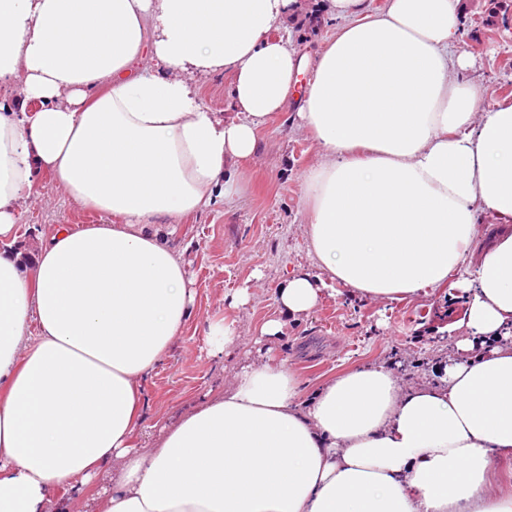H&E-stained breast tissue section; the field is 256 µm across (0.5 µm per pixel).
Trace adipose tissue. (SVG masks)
Here are the masks:
<instances>
[{
    "label": "adipose tissue",
    "instance_id": "1",
    "mask_svg": "<svg viewBox=\"0 0 512 512\" xmlns=\"http://www.w3.org/2000/svg\"><path fill=\"white\" fill-rule=\"evenodd\" d=\"M299 0H0V512H512L491 486L512 453V101L455 79L458 0H326L307 55L281 33ZM230 79L236 109L195 80ZM295 109L319 147L303 179L319 274L289 272L283 319L334 287L466 299L441 382L385 365L301 401L262 358L138 444L143 386L182 336L194 291L168 243ZM106 224L56 225L32 276L8 248L35 170ZM489 212L504 228L483 242ZM198 95L202 105L221 116L234 114L230 107L228 82L224 74L211 75L199 80Z\"/></svg>",
    "mask_w": 512,
    "mask_h": 512
}]
</instances>
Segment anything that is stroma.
I'll use <instances>...</instances> for the list:
<instances>
[{
  "label": "stroma",
  "mask_w": 512,
  "mask_h": 512,
  "mask_svg": "<svg viewBox=\"0 0 512 512\" xmlns=\"http://www.w3.org/2000/svg\"><path fill=\"white\" fill-rule=\"evenodd\" d=\"M302 3L287 29L310 53L339 22L317 12V0ZM460 8L459 49L475 61L467 79L481 82L487 99L512 98V0H460ZM257 137L258 150L240 164L228 199L183 218L168 239L189 267L195 297L183 335L144 386L141 444H153L166 415L228 385L234 368L263 352L296 375L304 401L320 383L357 366L384 364L414 385L439 381L448 363L447 342L455 338L453 325L465 308L464 296L451 287L410 302L327 294L308 317L288 322L279 335L261 337L263 323L280 315L277 290L286 272L314 267L302 182L318 148L289 112L263 121ZM36 184L41 199L25 206L20 225L18 248L27 264L55 225L106 221L69 200L49 175L38 174ZM241 288L249 290L250 300L237 307L233 296ZM223 319L234 322L239 339L232 356L218 360L207 354L209 327Z\"/></svg>",
  "instance_id": "35a3bbf8"
}]
</instances>
